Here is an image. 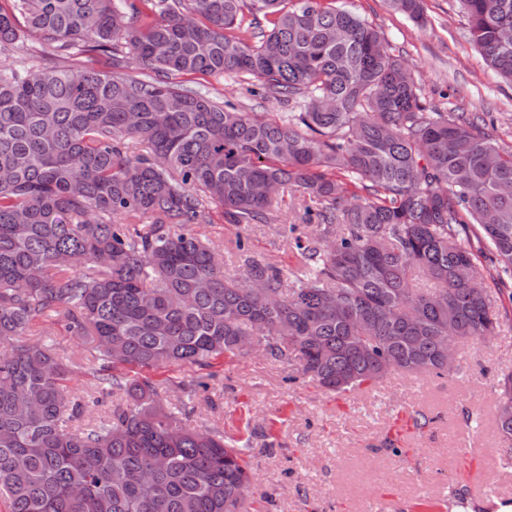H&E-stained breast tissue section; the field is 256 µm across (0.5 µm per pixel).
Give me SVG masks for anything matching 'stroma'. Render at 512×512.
Returning <instances> with one entry per match:
<instances>
[{
    "mask_svg": "<svg viewBox=\"0 0 512 512\" xmlns=\"http://www.w3.org/2000/svg\"><path fill=\"white\" fill-rule=\"evenodd\" d=\"M350 6L400 49L440 111L494 113V137L512 147V86L485 69L453 0H424L421 26L384 0H350ZM184 84L270 118L289 109L272 96L250 95L229 77L189 75ZM200 230L223 252L232 275L249 258L287 269L300 262L276 226L228 224L214 206ZM241 235L252 241L249 253L235 247ZM493 298L498 333L488 342L457 345L458 375L395 372L334 396L299 379L296 362L237 356L225 359L214 388L196 393L194 423L250 446L257 474L252 512H420L419 503L442 504L461 487L478 496L463 512H512V468L500 463L496 431L497 381L512 371V281ZM53 340L76 364L70 387L90 392L95 379L87 344L63 331ZM415 414L427 425L414 426Z\"/></svg>",
    "mask_w": 512,
    "mask_h": 512,
    "instance_id": "obj_1",
    "label": "stroma"
}]
</instances>
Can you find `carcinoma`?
<instances>
[{
    "label": "carcinoma",
    "mask_w": 512,
    "mask_h": 512,
    "mask_svg": "<svg viewBox=\"0 0 512 512\" xmlns=\"http://www.w3.org/2000/svg\"><path fill=\"white\" fill-rule=\"evenodd\" d=\"M423 21L422 0H386ZM484 65L512 85V0H455ZM40 53L0 72V500L10 512H237L246 447L161 402L142 372L193 367L205 390L240 337L294 360L335 394L392 371L448 374L445 340L490 339L499 320L475 274V236L512 276V149L487 112H439L381 33L336 0H11ZM101 52L110 70L73 66ZM134 66L154 77L138 79ZM233 76L288 102L276 121L178 84ZM303 270L253 262L236 277L201 239L275 224ZM434 283L410 286L415 272ZM260 288L255 293L252 288ZM42 320L87 341L96 391ZM116 393L123 402L82 427ZM512 467V372L499 380Z\"/></svg>",
    "instance_id": "obj_1"
}]
</instances>
